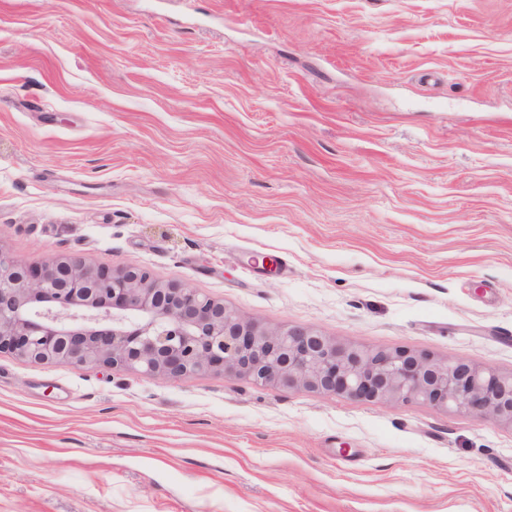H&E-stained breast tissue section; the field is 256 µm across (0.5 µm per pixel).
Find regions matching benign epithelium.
Listing matches in <instances>:
<instances>
[{
  "label": "benign epithelium",
  "mask_w": 512,
  "mask_h": 512,
  "mask_svg": "<svg viewBox=\"0 0 512 512\" xmlns=\"http://www.w3.org/2000/svg\"><path fill=\"white\" fill-rule=\"evenodd\" d=\"M169 379L220 372L380 404L423 403L512 428V372L266 327L180 281L81 258L31 266L0 250V353Z\"/></svg>",
  "instance_id": "1"
}]
</instances>
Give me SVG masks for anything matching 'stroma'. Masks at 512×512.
Masks as SVG:
<instances>
[{"instance_id":"1","label":"stroma","mask_w":512,"mask_h":512,"mask_svg":"<svg viewBox=\"0 0 512 512\" xmlns=\"http://www.w3.org/2000/svg\"><path fill=\"white\" fill-rule=\"evenodd\" d=\"M0 249L512 370V0H0ZM0 512H512V429L0 354Z\"/></svg>"}]
</instances>
